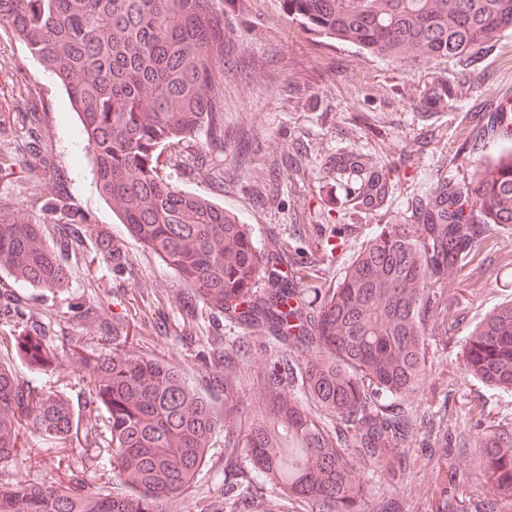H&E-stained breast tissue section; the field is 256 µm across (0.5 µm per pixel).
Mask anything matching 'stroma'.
Listing matches in <instances>:
<instances>
[{
	"label": "stroma",
	"mask_w": 512,
	"mask_h": 512,
	"mask_svg": "<svg viewBox=\"0 0 512 512\" xmlns=\"http://www.w3.org/2000/svg\"><path fill=\"white\" fill-rule=\"evenodd\" d=\"M224 13V143L204 146L207 164L224 170L207 178L178 148L164 151L171 183L202 192L250 224L259 245L278 240L295 261L317 256L303 288H332L365 241L386 224L410 223L411 207L438 180L464 185L480 165L494 162L506 143L490 117L512 96V31L461 58L399 65L358 46L307 29L288 17L283 0H218ZM38 112L50 163L0 175V205L19 213L35 197L67 194L93 215L99 229L123 237L131 272L117 281L99 265L72 263L64 293L28 288L32 317L65 326L73 338L90 329L69 300L94 301L103 317L122 313L136 283L146 284L142 309L161 322L145 342L179 367L203 395L223 402L201 352L214 331L207 316L184 321L182 285L156 255L127 237L111 203L98 193L80 119L64 88L0 27V114ZM372 158L392 186L380 207L353 210L355 180L336 174L343 155ZM332 243L333 251L322 248ZM450 286L469 301L449 345L430 342L433 367L409 406L448 417L449 467L463 474L453 503L477 504L489 488L479 475L475 438L487 425L512 419V398L472 378L455 353L468 330L489 311L512 302V230H496L475 266ZM434 440L414 447L412 494L420 512L435 481Z\"/></svg>",
	"instance_id": "35a3bbf8"
}]
</instances>
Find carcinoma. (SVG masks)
<instances>
[{
	"label": "carcinoma",
	"instance_id": "carcinoma-1",
	"mask_svg": "<svg viewBox=\"0 0 512 512\" xmlns=\"http://www.w3.org/2000/svg\"><path fill=\"white\" fill-rule=\"evenodd\" d=\"M217 0H0V24L64 86L92 151L96 187L129 236L173 270L187 310L243 325L274 354L248 371L245 336L207 353L222 380L224 409L191 388L183 371L146 352L130 322H112L110 348L50 343L56 325L31 320L28 302L0 289V344L52 380L34 384L0 361V466L30 459L27 430L77 450L85 467L112 469V489L51 459L62 477L22 483L0 477V512H172L197 483L216 435L224 434L221 512H366L363 471L404 477L420 433L444 419L403 406L431 368L427 337L448 339V279L471 265L492 226L512 229V148L472 185L438 186L413 223L388 224L367 242L334 288H298L283 268L288 246L259 247L249 225L200 193L161 175L163 151L195 160L198 139L224 143V21ZM307 28L400 64L457 57L512 29V0H284ZM24 152L0 150V170L45 160L35 114ZM357 177L354 206H380L386 177L358 155L336 163ZM33 205L70 226L92 220L59 195ZM47 224L0 208V271L26 288L60 290L81 240H50ZM91 260L124 276V244L96 231ZM264 286H259V283ZM473 378L512 396V302L465 336ZM247 385L264 402L230 414ZM82 387L102 415L76 418L65 390ZM319 415L306 410L296 391ZM490 495L475 512H512V424L490 425L477 441ZM431 512H448V481Z\"/></svg>",
	"mask_w": 512,
	"mask_h": 512
}]
</instances>
